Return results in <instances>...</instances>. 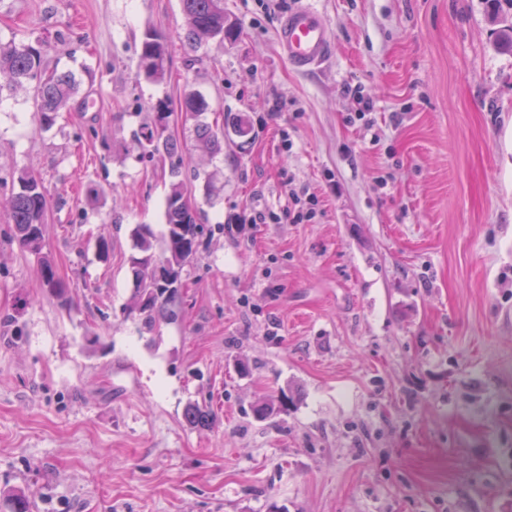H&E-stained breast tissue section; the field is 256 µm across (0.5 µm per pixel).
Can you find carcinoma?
<instances>
[{
  "label": "carcinoma",
  "mask_w": 512,
  "mask_h": 512,
  "mask_svg": "<svg viewBox=\"0 0 512 512\" xmlns=\"http://www.w3.org/2000/svg\"><path fill=\"white\" fill-rule=\"evenodd\" d=\"M187 20V44L196 49L209 39L224 41L235 36L236 30L224 24V0H181ZM168 45L156 30L144 33L139 71L150 80H160L167 72ZM8 76L14 85L34 84V105L39 127L51 128L57 114L70 107L76 93V82L68 72L47 71L40 51L31 44L17 45L0 40V76ZM185 111L198 117L209 110L208 102L195 94L184 100ZM166 112H156L143 123L134 140L133 150L142 159L157 155L169 158V186L166 194V233L161 249H156L153 231L141 225L134 232L136 254L130 259L136 295L129 312L137 313L144 327L150 331L177 319L180 303L182 271L194 258L200 246L201 225L197 224V210L185 205L186 184L181 160L177 158L176 141L167 135ZM197 139L202 150L216 154L223 150L224 139L209 125L197 126ZM19 191L9 201L8 223L14 225L20 246L39 259L42 287L68 303L67 289L59 277L53 261L43 253L45 246V216L49 200L46 189L37 176L21 172ZM185 421L192 427L206 426L213 416L206 406L196 402L184 412Z\"/></svg>",
  "instance_id": "cac0c4a2"
}]
</instances>
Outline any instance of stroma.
Instances as JSON below:
<instances>
[{
    "instance_id": "35a3bbf8",
    "label": "stroma",
    "mask_w": 512,
    "mask_h": 512,
    "mask_svg": "<svg viewBox=\"0 0 512 512\" xmlns=\"http://www.w3.org/2000/svg\"><path fill=\"white\" fill-rule=\"evenodd\" d=\"M299 2L224 0L238 37L193 52L180 0H0V38L78 87L46 131L0 89V200L40 176L72 301L0 213V316L25 328L0 325V512H512V0H314L333 42L309 72L276 47ZM162 104L204 233L155 333L125 309L136 226L165 231L168 164L133 149ZM168 45L156 30H146L142 40L139 71L150 80H161L167 72Z\"/></svg>"
}]
</instances>
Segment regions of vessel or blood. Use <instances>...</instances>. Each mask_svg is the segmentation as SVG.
<instances>
[{
    "mask_svg": "<svg viewBox=\"0 0 512 512\" xmlns=\"http://www.w3.org/2000/svg\"><path fill=\"white\" fill-rule=\"evenodd\" d=\"M281 57L293 68L310 70L322 64L330 50V29L321 14L307 4L288 10L277 27Z\"/></svg>",
    "mask_w": 512,
    "mask_h": 512,
    "instance_id": "obj_1",
    "label": "vessel or blood"
}]
</instances>
